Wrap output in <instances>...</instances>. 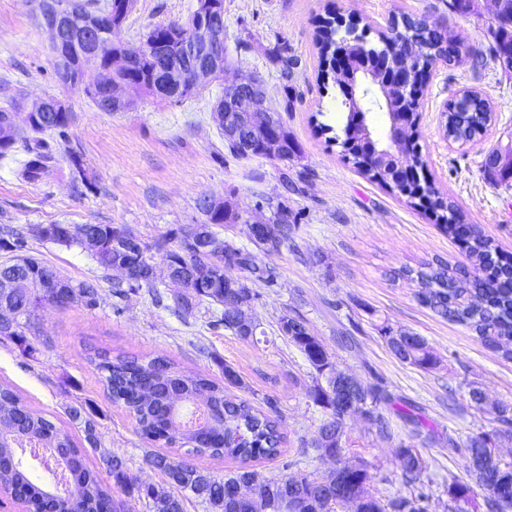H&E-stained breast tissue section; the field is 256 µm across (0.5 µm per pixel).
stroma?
Here are the masks:
<instances>
[{
  "label": "stroma",
  "instance_id": "1",
  "mask_svg": "<svg viewBox=\"0 0 512 512\" xmlns=\"http://www.w3.org/2000/svg\"><path fill=\"white\" fill-rule=\"evenodd\" d=\"M194 6L195 0H135L121 39L138 45L151 25L186 23ZM477 6L462 14L450 11L448 0H224V46L235 76L263 80L267 106L298 144L296 155L278 161L229 154L212 119V106L224 92L220 82L179 101L147 96L129 112L99 110L83 84L58 82L48 35L32 18L29 0H0V110L47 94L65 99L73 114L65 135L41 137L56 155L46 179L31 184L19 178L23 146L11 159H0V229L27 231L23 246L0 248V262L34 256L74 281L95 280L100 293L93 309L79 303L40 308V332L29 346L0 336V383L77 441L85 439L84 420H92L99 444L86 449L90 468L105 472L102 455L108 452L126 459L140 482L159 485L165 477L146 464L151 454L185 457L218 474L235 470L238 462L191 456L145 439L129 413L110 402L88 353L164 357L217 381L229 365L249 385L251 403L277 419L284 436L280 455L256 461L255 471L276 478L293 460L297 472L315 473L325 464L308 445L326 417L311 398L316 373L277 331L281 315L296 313L325 343L337 368L366 383L382 378L392 396L380 406L391 436L369 429L359 415L345 419V457L367 464L369 493L385 502L422 492L428 512H448L451 484L471 481L458 452L471 434H492L500 459L512 461V437L497 436L494 414L477 409L468 395L475 387L489 403L512 406V359L419 302L409 271L440 260L456 270L466 264V254L431 213L346 160L344 96L320 76L315 34L324 18L338 15L368 27V44L375 47L378 31L407 13L459 38L462 57L438 63L427 80L415 146L425 176L497 251L512 257V179L501 180L484 167L489 150L512 147V71L478 66L494 20L490 0H477ZM285 57L294 61L287 78L281 75ZM462 89L481 92L495 107L487 131L465 145L449 141L441 127L443 112ZM73 153L84 174L71 165ZM211 193L243 210L257 197L284 195L298 218L288 246L258 257L275 268L278 285L253 283L258 329L247 340L211 325L207 310L176 316L155 304L147 288L116 295V272L98 268L79 246L31 232L45 224H112L151 243L202 221L197 203ZM399 332L423 337L436 366L423 370L396 358L387 337ZM75 409L82 421L71 419ZM404 410L420 418L421 432L401 419ZM403 444L425 462L420 482L406 483L402 475L396 450Z\"/></svg>",
  "mask_w": 512,
  "mask_h": 512
}]
</instances>
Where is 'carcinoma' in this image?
I'll return each instance as SVG.
<instances>
[{
	"label": "carcinoma",
	"instance_id": "obj_1",
	"mask_svg": "<svg viewBox=\"0 0 512 512\" xmlns=\"http://www.w3.org/2000/svg\"><path fill=\"white\" fill-rule=\"evenodd\" d=\"M124 10V0H109L104 4L100 0H76L63 30L65 61L60 62L57 57H52L57 79H66L72 85L81 82L80 55L88 53L83 32L88 23L93 22L98 24L101 40L97 42L92 65L103 83H121L138 95H154L152 78L158 69L160 56L168 58L174 54L183 39L184 30L175 28L172 23L150 27L142 37L141 44L146 46V50L136 66L125 71L114 70L111 57L123 49L118 34L126 18ZM494 20L496 26L491 31L492 42L486 52L480 54L483 65L489 61L495 62L501 55L512 51V0H504ZM334 40L333 30L322 25L317 34V46L324 64L333 60ZM379 40L396 44L425 64L451 61L446 56L445 43L448 39L444 33L421 18L402 15L400 28L388 27L379 34ZM463 106L461 112L448 108L446 121L448 137L459 143L481 134L493 114L488 100L475 91H466ZM5 115L6 112L0 110L2 158L21 139L20 128L7 123ZM70 121L71 112L68 110L33 112L26 130L34 136L47 131L62 135ZM279 128L281 142L277 154L269 153L260 139L255 141L249 154L242 152L236 143L229 140L226 141L227 149L235 157L250 155L288 160L297 153L298 148L285 125L281 123ZM347 151L357 155L353 162L356 168L377 178L375 162L369 156L358 155L356 146L347 148ZM27 154L29 159L22 164L19 175L29 183L42 181L55 166L54 154L45 149L38 139L27 147ZM424 196L427 208L436 213L446 232L454 238L460 237V228L466 224L464 213L447 201L429 181L424 182ZM260 201L270 212L268 233L275 243L273 253L278 254L292 240L295 230V225L281 223V218L291 215L288 200L274 201L262 197ZM237 220L238 217L228 210H216L204 216L202 225L211 228L235 224ZM57 228L62 236L60 244L67 247L79 244L83 232L93 233L100 244L93 260L101 269L128 267L135 279V286L149 288L156 303L165 305L178 316L192 314L196 306L203 302L222 307L217 322L243 339L246 335L232 321L226 306L235 296L248 293L254 280L264 281L269 288L278 286L274 268L258 264L249 248L233 241H224L221 252L207 255L197 252L180 231H172L155 244L148 245L130 230L112 224H59ZM465 245L470 265L460 268L458 272L449 273L445 265L428 266L416 271L422 294L425 295L423 305L445 319L470 327L485 345L496 349L506 341L512 342V288L501 286V283L508 281V272H502L497 279L489 276L496 249L479 232H473L465 240ZM159 258L168 261L183 277L187 291L185 299H175L171 305L164 304L165 294L149 279V271ZM212 268L225 272L238 271L240 275L236 276L230 288L224 287L222 282L213 285L206 281V273ZM14 277L26 280V287L8 296L15 317L8 324H0V336L15 339L24 346L29 345L28 335L36 334L37 311L48 302H62L72 297L89 309L99 304L96 283L84 280L75 284L36 258L20 257L0 263V280ZM278 331L280 336L299 349L317 374L323 373L329 361L326 345L311 333L301 315H282L278 319ZM391 350L401 361L419 368L430 369L435 365V358L421 337L411 340L401 349L393 346ZM87 361L102 375L112 403L129 412L143 436L170 448L188 445L189 453L197 456L233 457L240 466L235 472L221 475L200 469L186 460L153 454L148 456L147 464L162 471L166 480L162 485L146 486L139 483L124 458L112 455L105 459L112 482H105L86 465L82 447L67 430L27 407L10 386L0 384V415L10 424L14 434V439L0 444V453L10 454L22 442L28 443L32 449L42 445L63 449L67 453L68 477L84 512H103L108 504L116 501L117 496L128 495L134 490L152 502L154 512H183V501L174 494L176 489L190 491L212 512H281V501L296 489L303 490L316 500L311 512H325L324 506L336 498L338 488L321 485L313 473L286 474L266 481L271 493L267 501L259 505L229 496L225 491L227 484L257 478L253 462L262 458L272 459L280 454L283 435L277 420L253 407L246 399L227 396L224 386L201 374L187 373L164 357L146 361L129 356L112 357L101 351L88 356ZM172 392L182 396L185 407L195 404L197 396H206L208 417L190 425L178 415L168 417L161 413L160 407ZM312 396L315 404L323 408L326 414L317 434L329 439L334 448L336 436L345 432L344 417L336 411L335 401L322 384L314 386ZM356 401L367 407L369 428L382 434L389 432V420L379 411L378 405L391 401V395L381 381L364 385ZM490 440L491 436L487 433L472 434L460 448V453L466 460L467 471L475 485L486 487L492 481L497 488L498 497L490 496L486 501L489 512H504V508H512V463L495 465L489 472L474 461L477 445H484ZM399 463L402 475L411 482L420 479L426 470L423 458L413 448H399ZM0 488L26 495L30 512H44L47 507V489L44 484L32 479L30 465L23 459L13 469L0 473ZM470 493L471 488L466 485L455 486L448 512H464ZM372 506L377 507L378 512H419L415 500L403 496L392 499L386 506L379 501L363 504L353 508V512H367Z\"/></svg>",
	"mask_w": 512,
	"mask_h": 512
}]
</instances>
